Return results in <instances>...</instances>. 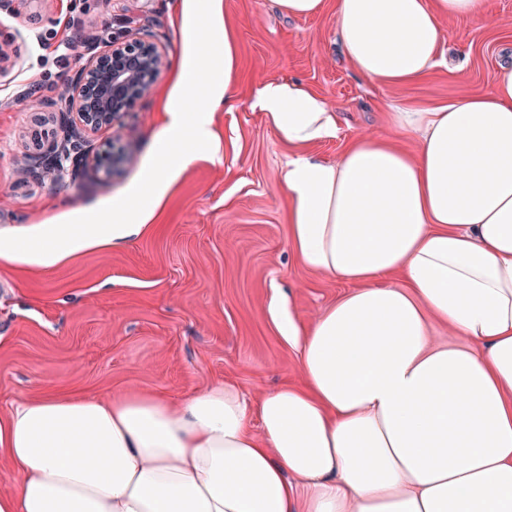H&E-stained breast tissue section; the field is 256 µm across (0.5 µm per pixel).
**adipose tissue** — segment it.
Segmentation results:
<instances>
[{
	"mask_svg": "<svg viewBox=\"0 0 512 512\" xmlns=\"http://www.w3.org/2000/svg\"><path fill=\"white\" fill-rule=\"evenodd\" d=\"M446 20L494 22L484 0H336L343 60L380 88L437 66ZM194 26L202 40L174 85L196 108L168 101L149 173L111 223L0 235L1 259L49 268L144 232L232 99L211 4ZM256 100L289 143L338 134L302 83H265ZM389 126L336 161L298 154L281 171L291 250L350 285L305 328L269 303L300 384L21 399L0 417V457L20 477L0 512H512V64L487 94L393 106ZM435 322L460 343L434 344Z\"/></svg>",
	"mask_w": 512,
	"mask_h": 512,
	"instance_id": "ef3b65f1",
	"label": "adipose tissue"
}]
</instances>
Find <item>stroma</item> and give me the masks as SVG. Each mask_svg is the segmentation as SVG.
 Here are the masks:
<instances>
[{"instance_id": "35a3bbf8", "label": "stroma", "mask_w": 512, "mask_h": 512, "mask_svg": "<svg viewBox=\"0 0 512 512\" xmlns=\"http://www.w3.org/2000/svg\"><path fill=\"white\" fill-rule=\"evenodd\" d=\"M486 6L496 26L444 23L442 63L418 82L379 89L340 60L336 0L302 18L288 17L275 0H220L214 19L233 38L234 105L213 113L212 148L197 149L144 233L48 269L0 259V416L13 401L41 394L179 400L224 381L251 393L298 381L296 354L269 317V302L289 298L296 324L307 327L348 286L290 251L284 163L301 152L333 162L354 139L387 134L390 104L434 108L489 92L512 45V0ZM186 17V0H52L0 19V35L15 50L10 75L0 79V232L103 222L113 202L136 192L175 94L172 73L189 51L179 25ZM79 25L101 40L131 33L158 42L168 69L120 126L93 138L130 153L118 174L34 177L17 157L62 131L48 112L26 110L23 81H42L47 104L59 102L66 67L57 46ZM270 81L301 82L326 100L339 115L338 136L303 147L284 140L255 104L256 88Z\"/></svg>"}]
</instances>
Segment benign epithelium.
<instances>
[{
    "label": "benign epithelium",
    "mask_w": 512,
    "mask_h": 512,
    "mask_svg": "<svg viewBox=\"0 0 512 512\" xmlns=\"http://www.w3.org/2000/svg\"><path fill=\"white\" fill-rule=\"evenodd\" d=\"M85 55L83 65L69 76L68 94L57 108L63 140L43 143L27 155L31 170L55 169L64 159L74 167L112 175V143L92 147L91 137L119 124L125 112L152 93L168 66L161 46L127 35L102 47L90 34Z\"/></svg>",
    "instance_id": "1"
}]
</instances>
